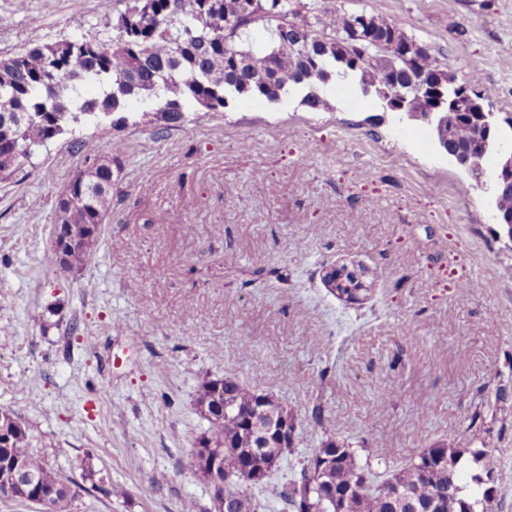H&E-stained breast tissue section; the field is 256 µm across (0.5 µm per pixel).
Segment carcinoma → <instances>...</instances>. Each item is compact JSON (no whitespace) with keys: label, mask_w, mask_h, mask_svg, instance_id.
Listing matches in <instances>:
<instances>
[{"label":"carcinoma","mask_w":512,"mask_h":512,"mask_svg":"<svg viewBox=\"0 0 512 512\" xmlns=\"http://www.w3.org/2000/svg\"><path fill=\"white\" fill-rule=\"evenodd\" d=\"M249 12L240 0H131L125 10L105 11L99 25L113 32L112 40L92 50L83 38L36 46L27 52L0 58V181L12 179L59 135L72 133L79 122L112 127L136 121L132 104L144 107L141 116L177 127L189 112H221L243 97L269 102L288 97L294 85H304L313 108L328 107L318 89L332 81L359 78L363 95L380 97L387 90L404 101V111L422 119L431 111L428 89L439 86L448 97L458 94L455 77L441 70L435 58L409 37L399 24L366 15L364 36L350 35L355 14L331 0H252ZM262 26L266 43L250 40L249 31ZM493 90L483 89L461 102L460 114L448 120V154L471 153V163L482 169V154L474 146L477 112L492 111ZM85 160L93 161L83 184L72 185L62 208L61 231H74L96 242L109 210L112 171H121L125 144L112 143L111 154H97L89 140L74 141ZM91 249L67 254L65 267L81 269ZM260 397L253 386L223 377L207 379L197 390L196 403L208 421L200 438L224 451V465L238 467L250 455L254 429L246 409ZM11 434L0 445V461H21L46 483L58 485L53 512H67L72 499L68 485L27 447L22 426L0 423ZM336 453V464L309 486L306 467L289 482L272 481L269 471L254 481L249 475L228 490L227 512H257L247 488L270 489L289 512H331L327 490L347 493L342 512H413V505L436 503L438 512H489L494 506L487 476L494 471L492 453L469 451L480 471L460 465L461 448L435 444L410 465L377 482L361 466L351 448L327 440L314 449ZM400 488L406 498H389Z\"/></svg>","instance_id":"1"}]
</instances>
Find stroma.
<instances>
[{
    "label": "stroma",
    "mask_w": 512,
    "mask_h": 512,
    "mask_svg": "<svg viewBox=\"0 0 512 512\" xmlns=\"http://www.w3.org/2000/svg\"><path fill=\"white\" fill-rule=\"evenodd\" d=\"M127 0H0V57L93 35ZM399 24L457 81L480 65L512 114V0H334ZM241 98L169 129L87 126L127 150L92 257L62 270L57 203L84 165L71 137L0 182V411L71 486L69 512H214L191 448L208 378L257 386L294 415L284 483L322 442L377 478L426 448L488 447L498 512H512V241L490 185L429 126L359 88ZM147 192H140V185ZM363 273L336 298L329 265ZM103 479H86L85 464Z\"/></svg>",
    "instance_id": "35a3bbf8"
}]
</instances>
